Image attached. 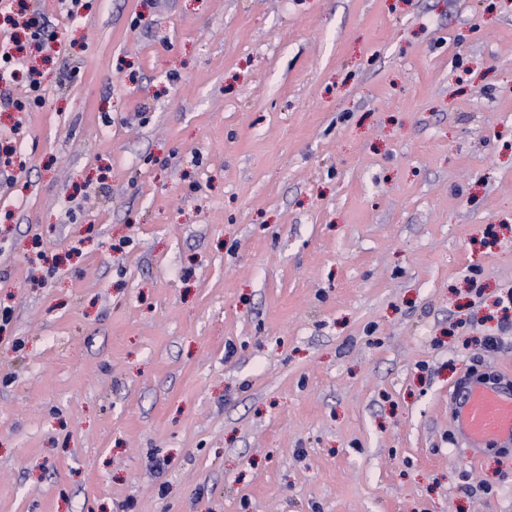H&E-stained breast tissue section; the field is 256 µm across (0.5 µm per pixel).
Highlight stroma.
<instances>
[{
	"label": "stroma",
	"mask_w": 512,
	"mask_h": 512,
	"mask_svg": "<svg viewBox=\"0 0 512 512\" xmlns=\"http://www.w3.org/2000/svg\"><path fill=\"white\" fill-rule=\"evenodd\" d=\"M21 2L0 512H512V0ZM454 393L450 423L470 458L488 444L512 446V381L473 384L462 381Z\"/></svg>",
	"instance_id": "obj_1"
}]
</instances>
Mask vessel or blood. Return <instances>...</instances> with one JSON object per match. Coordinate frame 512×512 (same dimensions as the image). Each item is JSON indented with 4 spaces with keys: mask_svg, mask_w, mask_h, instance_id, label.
Instances as JSON below:
<instances>
[{
    "mask_svg": "<svg viewBox=\"0 0 512 512\" xmlns=\"http://www.w3.org/2000/svg\"><path fill=\"white\" fill-rule=\"evenodd\" d=\"M450 423L471 451L489 444L512 446V381L461 382L453 398Z\"/></svg>",
    "mask_w": 512,
    "mask_h": 512,
    "instance_id": "1",
    "label": "vessel or blood"
}]
</instances>
